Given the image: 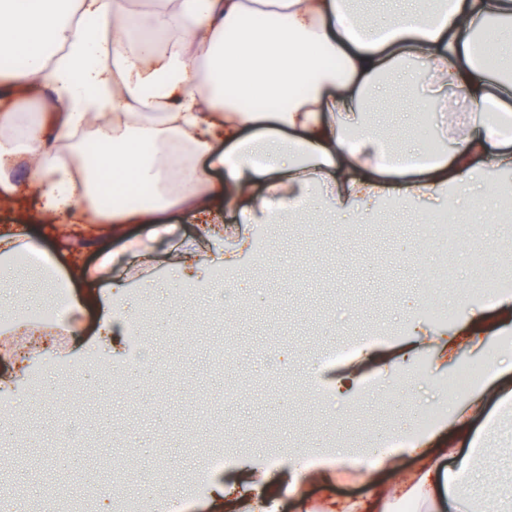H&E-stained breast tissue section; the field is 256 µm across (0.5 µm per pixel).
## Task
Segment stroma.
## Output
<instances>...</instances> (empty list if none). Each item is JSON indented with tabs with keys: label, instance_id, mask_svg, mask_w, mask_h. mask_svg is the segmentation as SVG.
Listing matches in <instances>:
<instances>
[{
	"label": "stroma",
	"instance_id": "stroma-1",
	"mask_svg": "<svg viewBox=\"0 0 512 512\" xmlns=\"http://www.w3.org/2000/svg\"><path fill=\"white\" fill-rule=\"evenodd\" d=\"M42 253L63 264L92 266L97 252L87 240H67L62 231L32 225ZM429 225L416 212L386 223L358 221L346 235L324 224H275L263 235L262 254L251 273L228 272L194 289L180 307L169 294L180 273L169 258L207 247L192 215L177 216L163 235L134 225L130 233L151 251L154 267L130 276L135 256L120 251L98 286L101 301L83 304L82 333L68 345L36 355L33 373L21 380L26 435L0 447V492H9L36 512H57L60 503L98 501L112 483L130 496L150 488L161 499L183 491L212 436L225 440L228 464L186 498L185 512H261L264 500L278 512H343L350 501L367 508H396L425 465L453 469L456 457L477 449L476 477L461 486L464 498L451 509L447 497L417 498V512H473L481 500L494 512H512V395L451 391L444 383L465 364L498 372L512 388V359L497 337L470 349L465 337L443 366L434 345L414 336L418 320L449 335L487 303L471 292L481 267L473 245L431 247ZM456 269L454 288L424 293V269ZM121 296L126 327L111 354L95 338L102 300ZM378 328L383 337L355 361L316 371L312 353L352 335ZM153 352L145 388H132L124 371L144 349ZM108 359L111 374L97 378L92 393L76 396L74 375L89 360ZM487 399L483 414L457 437L458 417L476 394ZM90 432L88 448L67 446L58 424ZM439 434L422 453L410 442L429 428ZM135 435L143 455L131 458L122 441ZM385 467L364 468L359 447L378 450L389 439ZM278 465L268 468L269 457ZM48 498L33 496L36 486Z\"/></svg>",
	"mask_w": 512,
	"mask_h": 512
}]
</instances>
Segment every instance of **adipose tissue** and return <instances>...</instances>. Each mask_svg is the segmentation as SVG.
<instances>
[{
    "mask_svg": "<svg viewBox=\"0 0 512 512\" xmlns=\"http://www.w3.org/2000/svg\"><path fill=\"white\" fill-rule=\"evenodd\" d=\"M0 0V92L50 89L37 127L0 113V199L23 167L38 213L74 231L93 228L102 266L131 224L164 229L173 212L202 216L204 257H183L182 287H199L209 268L243 269L259 247L257 228L282 224L319 202L329 220L372 221L389 208L456 215L463 200L505 201L486 172L512 173V80L478 60L475 32L492 19L498 55L512 54V0H399L386 18L355 0H155L152 11L125 0ZM418 79L442 93L443 111L466 104L448 128V148L427 161L426 141L401 151L379 135L372 115L386 90ZM111 170V186L101 173ZM240 215L234 250L224 248L222 215ZM31 216L0 231V297L13 311L11 336H42L26 318L30 296L10 262L35 250ZM58 290L50 304L76 312L79 280L95 295L99 268L65 276L46 266Z\"/></svg>",
    "mask_w": 512,
    "mask_h": 512,
    "instance_id": "adipose-tissue-1",
    "label": "adipose tissue"
}]
</instances>
